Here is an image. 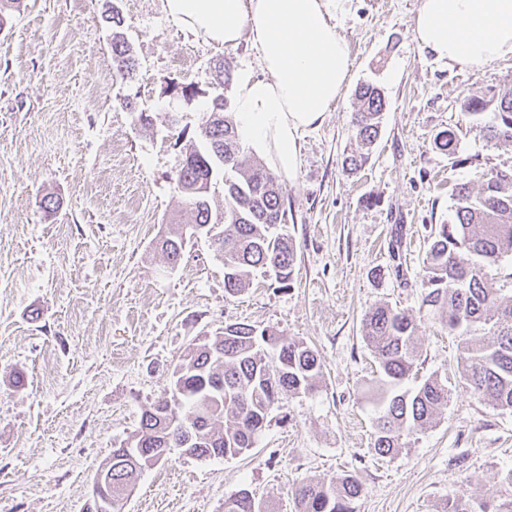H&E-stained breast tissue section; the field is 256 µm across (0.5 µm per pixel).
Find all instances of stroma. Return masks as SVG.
<instances>
[{
  "instance_id": "stroma-1",
  "label": "stroma",
  "mask_w": 512,
  "mask_h": 512,
  "mask_svg": "<svg viewBox=\"0 0 512 512\" xmlns=\"http://www.w3.org/2000/svg\"><path fill=\"white\" fill-rule=\"evenodd\" d=\"M421 0H344L333 20L352 58L349 83L319 125L299 135L298 166L283 187L294 279L254 275L224 291V264L189 242L167 270L154 243L191 214L173 177L209 117L212 71L262 77L249 40L201 41L165 0H24L0 30V512H81L99 465L138 428L185 349L228 323L273 327L311 345L324 364L317 390L282 400L255 446L235 458L170 455L139 474L124 512H224L248 489L273 512H295L303 478L352 472L355 512H444L457 496L512 498V411L462 388L457 343L422 304L430 234L450 222L452 188L477 168L512 164L475 132L455 154L439 131L464 125L469 87L512 82V60L460 71L412 34ZM138 62L112 75L108 6ZM192 85L193 100L167 92ZM379 85L387 110L368 163L355 148L356 88ZM150 112L151 127L137 121ZM180 113L178 127L168 124ZM61 202L56 212L44 196ZM386 303L412 313L418 376L452 391L436 425L395 454L373 450L364 398L376 363L361 333Z\"/></svg>"
}]
</instances>
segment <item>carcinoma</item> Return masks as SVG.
I'll return each instance as SVG.
<instances>
[{"label": "carcinoma", "instance_id": "carcinoma-1", "mask_svg": "<svg viewBox=\"0 0 512 512\" xmlns=\"http://www.w3.org/2000/svg\"><path fill=\"white\" fill-rule=\"evenodd\" d=\"M123 19L112 12L113 74L124 80L136 71L131 45L121 32ZM387 103L371 84L354 93L352 126L358 144L343 160L348 174L368 162L380 136ZM470 129L498 147L512 148V86L490 91L478 86L461 102ZM223 113L200 131L201 146L186 151L174 178L193 215L191 224H169L155 242L167 265L177 266L194 229L214 226L217 213L211 194L193 200L184 189L203 185L210 169H224V224L209 242L224 263V288L235 295L249 287L255 271L271 273L285 284L295 271L292 243L272 232L288 223L285 191L277 177L258 159L248 157L233 113L223 95L210 103ZM493 118L478 123L485 113ZM459 133L439 131L435 146L455 153ZM454 216L438 224L423 260L422 305L434 310L455 336L460 379L470 392L497 410H512V273L498 276L502 261L512 257V164L476 171L453 188ZM414 317L381 303L361 321L363 339L378 363L379 375L369 389L374 450L389 456L404 438L437 423L451 391L432 375L414 388L406 387L416 367ZM174 372L179 387H167L145 407L139 428L127 438L129 449L112 451V499L125 503L138 472L158 455L164 439L196 431L189 456L233 458L253 448L272 408L287 396L309 395L323 376L318 353L303 341L245 323L224 325V331L191 344ZM362 484L353 473L329 481L302 480L294 490L296 512H355ZM224 512H271L269 506L241 489L224 500ZM447 512H512V500L490 505L462 498L448 502Z\"/></svg>", "mask_w": 512, "mask_h": 512}]
</instances>
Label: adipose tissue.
<instances>
[{"label": "adipose tissue", "mask_w": 512, "mask_h": 512, "mask_svg": "<svg viewBox=\"0 0 512 512\" xmlns=\"http://www.w3.org/2000/svg\"><path fill=\"white\" fill-rule=\"evenodd\" d=\"M336 0H167L170 16L205 42L249 39L266 76L242 78L235 118L244 142L293 177L302 129L322 121L347 84V42L331 18ZM417 43L459 70L512 59V0H421Z\"/></svg>", "instance_id": "adipose-tissue-1"}]
</instances>
